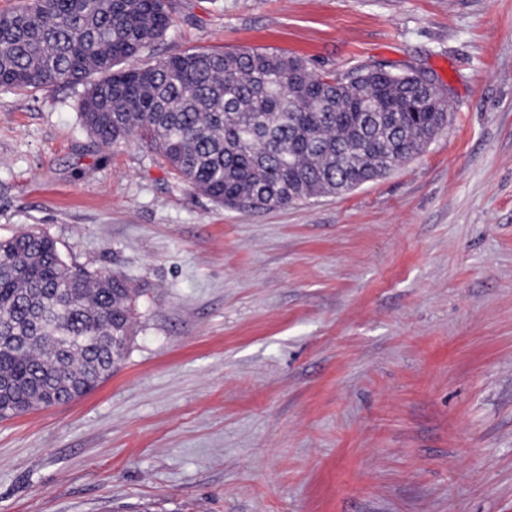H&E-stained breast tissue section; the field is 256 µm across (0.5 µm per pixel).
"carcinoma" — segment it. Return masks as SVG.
<instances>
[{
	"label": "carcinoma",
	"instance_id": "1",
	"mask_svg": "<svg viewBox=\"0 0 512 512\" xmlns=\"http://www.w3.org/2000/svg\"><path fill=\"white\" fill-rule=\"evenodd\" d=\"M168 0H22L0 13V88L82 84L98 143L136 136L192 189L264 210L342 194L419 155L448 122L444 101L409 80L316 73L300 57L185 52L123 68L162 38ZM0 373L14 384L0 420L81 397L125 355L132 292L112 273L67 263L41 231L0 238Z\"/></svg>",
	"mask_w": 512,
	"mask_h": 512
}]
</instances>
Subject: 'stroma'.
<instances>
[{"mask_svg":"<svg viewBox=\"0 0 512 512\" xmlns=\"http://www.w3.org/2000/svg\"><path fill=\"white\" fill-rule=\"evenodd\" d=\"M139 65L255 48L428 72L450 121L344 195L227 209L84 85L0 88V237L124 275L134 334L0 420V512H512V0H171Z\"/></svg>","mask_w":512,"mask_h":512,"instance_id":"stroma-1","label":"stroma"}]
</instances>
